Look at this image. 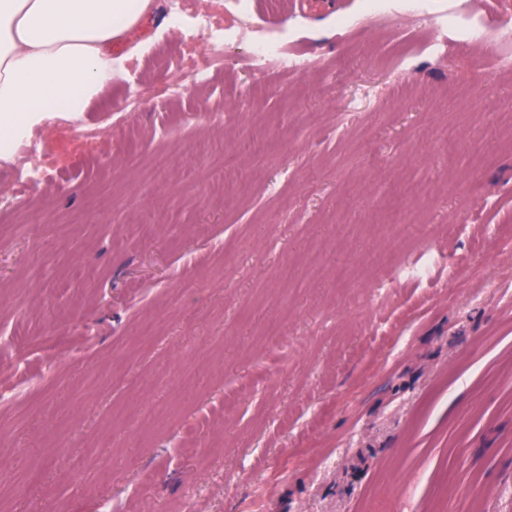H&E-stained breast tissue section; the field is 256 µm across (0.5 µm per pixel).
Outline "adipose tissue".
I'll return each instance as SVG.
<instances>
[{
  "mask_svg": "<svg viewBox=\"0 0 512 512\" xmlns=\"http://www.w3.org/2000/svg\"><path fill=\"white\" fill-rule=\"evenodd\" d=\"M155 0H0V157L59 114L80 117L124 72L117 45Z\"/></svg>",
  "mask_w": 512,
  "mask_h": 512,
  "instance_id": "adipose-tissue-1",
  "label": "adipose tissue"
}]
</instances>
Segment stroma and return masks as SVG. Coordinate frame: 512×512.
Listing matches in <instances>:
<instances>
[{
	"label": "stroma",
	"instance_id": "obj_1",
	"mask_svg": "<svg viewBox=\"0 0 512 512\" xmlns=\"http://www.w3.org/2000/svg\"><path fill=\"white\" fill-rule=\"evenodd\" d=\"M180 6L242 34L158 0L41 180L0 159V512H512V39L453 26L512 0ZM458 46L462 50H468L474 45L485 42L488 32L480 19L472 20L458 28ZM253 58L259 62L279 61L283 68L301 66V62H294L293 56L285 52V45L281 38H259L254 43Z\"/></svg>",
	"mask_w": 512,
	"mask_h": 512
}]
</instances>
